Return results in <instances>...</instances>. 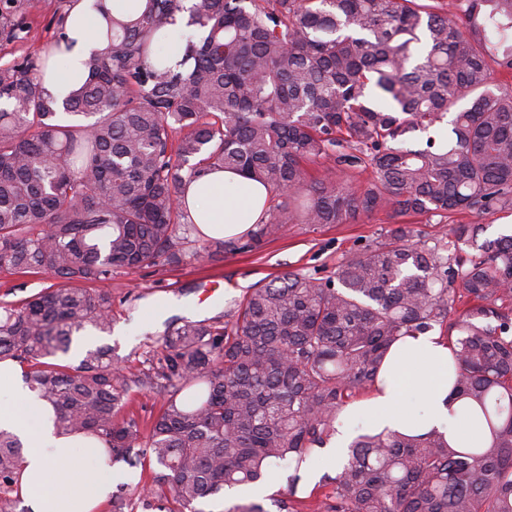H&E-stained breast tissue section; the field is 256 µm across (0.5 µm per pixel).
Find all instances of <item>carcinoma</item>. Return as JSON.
Here are the masks:
<instances>
[{
    "label": "carcinoma",
    "mask_w": 512,
    "mask_h": 512,
    "mask_svg": "<svg viewBox=\"0 0 512 512\" xmlns=\"http://www.w3.org/2000/svg\"><path fill=\"white\" fill-rule=\"evenodd\" d=\"M98 0L102 44L62 104L46 59L0 67V269L56 283L0 302V361L24 367L58 426L91 433L134 472L153 512L292 470L284 512H512V234L454 224L465 257L410 224L350 253L325 279L286 272L219 317L174 320L150 371L108 343L112 273L212 263L259 250L288 224L512 213V0ZM0 0V38L29 34ZM371 169L358 191L347 176ZM234 170L274 204L246 236L206 237L187 185ZM437 330L453 390L486 424L483 447L442 432L366 431L331 491L304 466L336 435L341 409L377 381L390 349ZM144 388L164 402L147 428L121 411ZM23 455L0 430V490Z\"/></svg>",
    "instance_id": "cac0c4a2"
}]
</instances>
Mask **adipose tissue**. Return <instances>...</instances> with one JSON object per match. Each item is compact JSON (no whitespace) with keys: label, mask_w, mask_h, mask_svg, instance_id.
Masks as SVG:
<instances>
[{"label":"adipose tissue","mask_w":512,"mask_h":512,"mask_svg":"<svg viewBox=\"0 0 512 512\" xmlns=\"http://www.w3.org/2000/svg\"><path fill=\"white\" fill-rule=\"evenodd\" d=\"M93 0H75L65 21V32L75 38L70 53L57 56L43 86L62 99L79 89L87 73L82 65L96 43L89 29L96 19ZM269 194L260 183L233 171L213 172L188 189L190 216L209 237L226 239L251 230L268 207ZM450 350L438 333L407 339L382 369L381 384L363 399L348 405L345 415L364 414L373 430L419 435L438 429L452 442L477 446L489 438L482 421L466 414L464 400H450ZM421 400L420 410L406 407L408 392ZM13 409H0V430L19 436L25 451L19 490L30 512H99L115 485L128 473L123 465L96 462V438L63 435L54 425L51 407L30 394L20 366L0 361V398Z\"/></svg>","instance_id":"1"}]
</instances>
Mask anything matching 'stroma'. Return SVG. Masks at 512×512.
I'll list each match as a JSON object with an SVG mask.
<instances>
[{
    "mask_svg": "<svg viewBox=\"0 0 512 512\" xmlns=\"http://www.w3.org/2000/svg\"><path fill=\"white\" fill-rule=\"evenodd\" d=\"M63 0H21L18 17L29 28L23 40H0V66H9L33 53L55 36ZM426 242L447 236L453 224H470L471 213L449 217L411 215L407 219ZM400 217L380 211L356 224H292L271 235L260 250L225 255L213 264L187 260L176 267L142 268L113 273L111 288L115 314L113 344L131 368H140L143 353L160 335L159 318L201 320L224 315L235 301L260 282L288 271L316 278L333 275L350 253L383 239L400 224Z\"/></svg>",
    "mask_w": 512,
    "mask_h": 512,
    "instance_id": "obj_1",
    "label": "stroma"
}]
</instances>
